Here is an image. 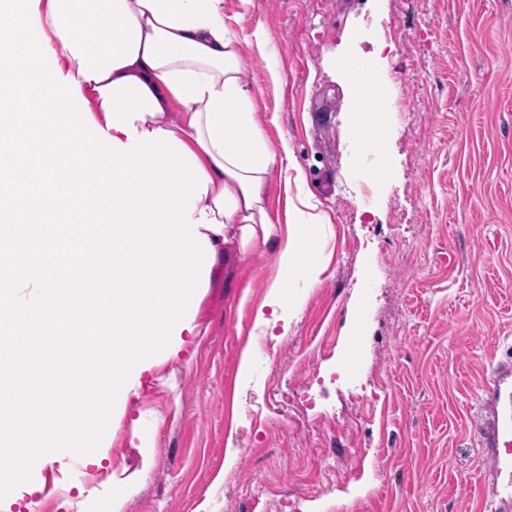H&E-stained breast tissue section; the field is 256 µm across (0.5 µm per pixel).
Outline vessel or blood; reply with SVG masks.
I'll use <instances>...</instances> for the list:
<instances>
[{
    "label": "vessel or blood",
    "instance_id": "b4317fda",
    "mask_svg": "<svg viewBox=\"0 0 512 512\" xmlns=\"http://www.w3.org/2000/svg\"><path fill=\"white\" fill-rule=\"evenodd\" d=\"M474 435L483 449L482 496L489 512L512 504V357L492 364L479 382Z\"/></svg>",
    "mask_w": 512,
    "mask_h": 512
}]
</instances>
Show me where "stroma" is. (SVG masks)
Instances as JSON below:
<instances>
[{
    "mask_svg": "<svg viewBox=\"0 0 512 512\" xmlns=\"http://www.w3.org/2000/svg\"><path fill=\"white\" fill-rule=\"evenodd\" d=\"M224 13L277 48L279 87L249 46L244 78L332 220L322 281L288 329H257L279 243L246 256L228 240L194 335L111 417L110 446L39 456L0 512H111L117 493L123 512H485L471 430L477 383L512 346V0H224ZM396 26L401 42L380 48ZM350 56L377 66L390 104L368 207Z\"/></svg>",
    "mask_w": 512,
    "mask_h": 512,
    "instance_id": "35a3bbf8",
    "label": "stroma"
}]
</instances>
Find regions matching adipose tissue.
Masks as SVG:
<instances>
[{"instance_id":"ef3b65f1","label":"adipose tissue","mask_w":512,"mask_h":512,"mask_svg":"<svg viewBox=\"0 0 512 512\" xmlns=\"http://www.w3.org/2000/svg\"><path fill=\"white\" fill-rule=\"evenodd\" d=\"M38 11L60 70L75 79L97 125L107 123L102 86L134 76L149 88L161 110L133 125L141 134L172 132L196 156L209 179L196 208L224 224L218 233L200 227L211 246L232 237L247 253L281 235L254 322L289 325L299 307L295 288L316 287L326 270L321 239L330 220L307 195L282 216L268 205L273 172L297 164L287 139L266 137L244 79L242 48L251 45L272 84L282 82L263 26L243 32L224 0H40Z\"/></svg>"}]
</instances>
